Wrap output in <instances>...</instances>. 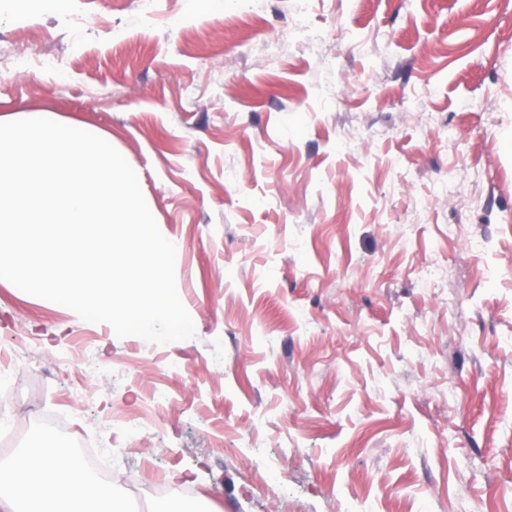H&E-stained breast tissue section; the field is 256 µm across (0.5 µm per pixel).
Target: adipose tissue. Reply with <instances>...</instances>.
<instances>
[{"mask_svg":"<svg viewBox=\"0 0 512 512\" xmlns=\"http://www.w3.org/2000/svg\"><path fill=\"white\" fill-rule=\"evenodd\" d=\"M126 512L112 485L87 473L78 458L60 443L44 448L18 463L0 464V512Z\"/></svg>","mask_w":512,"mask_h":512,"instance_id":"obj_1","label":"adipose tissue"}]
</instances>
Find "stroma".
<instances>
[{"mask_svg":"<svg viewBox=\"0 0 512 512\" xmlns=\"http://www.w3.org/2000/svg\"><path fill=\"white\" fill-rule=\"evenodd\" d=\"M45 110L139 170L196 335L0 283V344L99 355L85 405L15 363L0 462L94 430L128 512L159 480L203 512H512V0H0V122ZM146 354L175 404L151 458L112 429Z\"/></svg>","mask_w":512,"mask_h":512,"instance_id":"1","label":"stroma"}]
</instances>
